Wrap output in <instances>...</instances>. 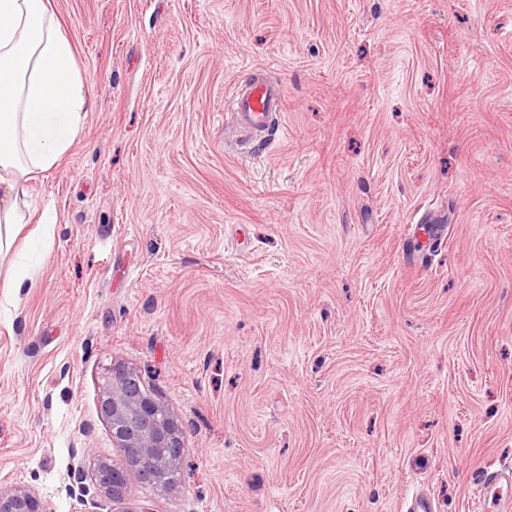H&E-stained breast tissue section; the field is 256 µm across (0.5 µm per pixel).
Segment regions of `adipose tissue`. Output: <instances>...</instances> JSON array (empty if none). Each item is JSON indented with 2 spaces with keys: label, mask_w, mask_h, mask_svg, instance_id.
<instances>
[{
  "label": "adipose tissue",
  "mask_w": 512,
  "mask_h": 512,
  "mask_svg": "<svg viewBox=\"0 0 512 512\" xmlns=\"http://www.w3.org/2000/svg\"><path fill=\"white\" fill-rule=\"evenodd\" d=\"M90 106L50 0H0V255L31 221L29 183L61 165Z\"/></svg>",
  "instance_id": "adipose-tissue-1"
}]
</instances>
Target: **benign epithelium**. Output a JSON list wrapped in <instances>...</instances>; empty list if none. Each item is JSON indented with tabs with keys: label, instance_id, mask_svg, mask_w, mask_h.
<instances>
[{
	"label": "benign epithelium",
	"instance_id": "obj_1",
	"mask_svg": "<svg viewBox=\"0 0 512 512\" xmlns=\"http://www.w3.org/2000/svg\"><path fill=\"white\" fill-rule=\"evenodd\" d=\"M98 409L112 432L124 463H94L92 477L107 495L118 498L127 488L126 466L138 468L149 482L170 481L183 448L182 428L175 416L143 386L140 375L122 364L112 366ZM0 512H48L36 492L15 487L0 492Z\"/></svg>",
	"mask_w": 512,
	"mask_h": 512
}]
</instances>
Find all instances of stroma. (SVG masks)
<instances>
[{"label":"stroma","mask_w":512,"mask_h":512,"mask_svg":"<svg viewBox=\"0 0 512 512\" xmlns=\"http://www.w3.org/2000/svg\"><path fill=\"white\" fill-rule=\"evenodd\" d=\"M94 105L0 296V489L50 512H477L512 465V0H52ZM281 85L240 139L224 100ZM180 421L127 470L98 398ZM98 409L124 460V464L94 463L92 477L101 490L113 498L125 493V464L137 467L149 482L173 479L183 448L182 428L167 407L143 388L134 369L112 366L111 377L99 395Z\"/></svg>","instance_id":"obj_1"}]
</instances>
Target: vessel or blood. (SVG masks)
Wrapping results in <instances>:
<instances>
[{
	"mask_svg": "<svg viewBox=\"0 0 512 512\" xmlns=\"http://www.w3.org/2000/svg\"><path fill=\"white\" fill-rule=\"evenodd\" d=\"M237 129L260 136L281 121L283 90L279 84L254 82L233 91L225 103ZM485 512H512V469L485 470L479 481Z\"/></svg>",
	"mask_w": 512,
	"mask_h": 512,
	"instance_id": "1",
	"label": "vessel or blood"
}]
</instances>
